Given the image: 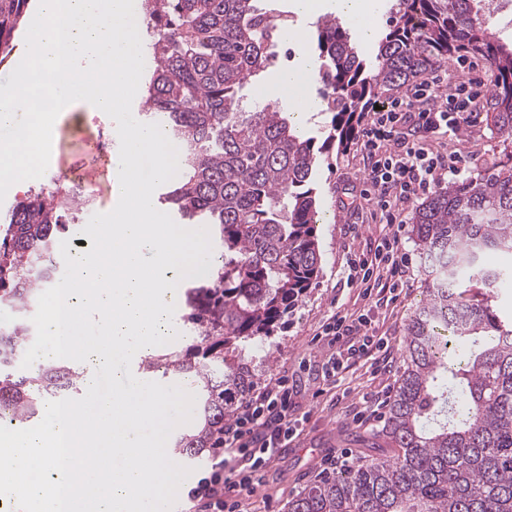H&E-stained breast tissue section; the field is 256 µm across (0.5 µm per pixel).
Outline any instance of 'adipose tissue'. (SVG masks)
Listing matches in <instances>:
<instances>
[{"label":"adipose tissue","mask_w":512,"mask_h":512,"mask_svg":"<svg viewBox=\"0 0 512 512\" xmlns=\"http://www.w3.org/2000/svg\"><path fill=\"white\" fill-rule=\"evenodd\" d=\"M290 11L300 17L314 20L327 13L343 17L355 30L362 49L371 48L376 30L374 17L382 10L383 0H289ZM315 74L311 53L303 51L296 62L285 70L276 86L261 87L262 101H277L295 112L300 121H307L318 112L320 102L313 89Z\"/></svg>","instance_id":"adipose-tissue-1"}]
</instances>
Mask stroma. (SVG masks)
I'll list each match as a JSON object with an SVG mask.
<instances>
[{"label":"stroma","mask_w":512,"mask_h":512,"mask_svg":"<svg viewBox=\"0 0 512 512\" xmlns=\"http://www.w3.org/2000/svg\"><path fill=\"white\" fill-rule=\"evenodd\" d=\"M108 122L107 114L86 107L62 116L57 125L53 162L54 167L65 168L76 176L97 171L94 192L101 212L110 205L113 168L108 158L97 151L96 144L100 125ZM425 145L433 152L462 157L470 179L512 162V135L498 133L483 121L461 127L455 133L431 135ZM364 177L363 152L357 144L343 153L330 154L316 172L319 207L328 216L327 221L316 226L320 270L305 297L289 314L277 344L271 347L264 374L269 380L285 373L297 381L302 390L301 408L307 411L308 420L298 441L299 452L277 461L252 491L242 492L244 512H261L265 506L271 512H287L289 500L319 479L320 460L311 457V449L330 454L345 448L368 461L386 446L383 422H356L352 411L363 394L379 390L391 394L396 390L405 328L428 286L423 260L410 229H403L401 238L411 279L395 303L376 309L372 323L377 335L390 340L389 372L374 373L369 363L361 361L344 373L340 388L323 391L308 369L311 361H324L332 353L327 342L318 337L323 321L337 312L356 313L365 305L359 287L346 281L348 258L367 251L374 239L388 231L374 207L354 193L356 187L362 186Z\"/></svg>","instance_id":"1"}]
</instances>
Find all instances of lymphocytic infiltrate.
Masks as SVG:
<instances>
[{
	"label": "lymphocytic infiltrate",
	"mask_w": 512,
	"mask_h": 512,
	"mask_svg": "<svg viewBox=\"0 0 512 512\" xmlns=\"http://www.w3.org/2000/svg\"><path fill=\"white\" fill-rule=\"evenodd\" d=\"M484 86L481 75L445 92L425 81L411 89L409 99H384L372 110L361 130L366 177L359 195L373 202L382 223L393 230L368 256L347 263V281L360 286L364 297L378 295L387 303L406 285L409 269L395 224L418 197L463 173L455 160L428 151L422 139L443 129L458 131ZM320 335L337 348L322 374L329 385L358 361L377 355L382 364L390 362L388 340L376 335L367 313L334 314L323 322ZM295 395L287 375H279L233 411L211 445L209 468L187 491V512H238L239 494L260 482L273 459L303 431L305 417Z\"/></svg>",
	"instance_id": "f902f5d3"
}]
</instances>
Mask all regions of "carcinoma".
<instances>
[{"mask_svg": "<svg viewBox=\"0 0 512 512\" xmlns=\"http://www.w3.org/2000/svg\"><path fill=\"white\" fill-rule=\"evenodd\" d=\"M30 0H0V38H15ZM261 0H143L155 67L145 120L162 122L180 153L158 202L183 224H203L219 244L204 280L184 291V349L146 358L193 388L194 424L175 433L171 455L196 458L248 399L268 340L316 279L321 255L313 177L332 150L356 140L368 105L447 60L471 53L494 73L482 104L492 129L512 134V40L480 21L487 0H396L394 20L367 64L336 18L317 23L311 51L323 111L319 140L278 103L245 109L244 90L275 57L281 25ZM80 210L51 182L17 202L0 230V422L22 427L47 399L77 389L63 363L24 368L33 338L28 308L56 242ZM412 235L431 287L411 316L383 437L386 453L328 476L288 501L287 512H512V317L487 289L508 276L488 264L512 252V166L455 181L416 209Z\"/></svg>", "mask_w": 512, "mask_h": 512, "instance_id": "1", "label": "carcinoma"}]
</instances>
